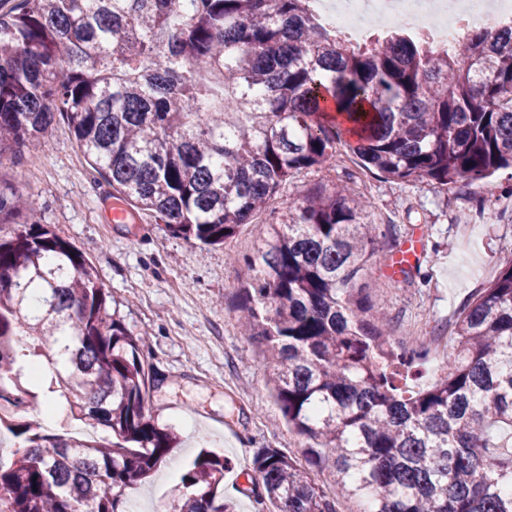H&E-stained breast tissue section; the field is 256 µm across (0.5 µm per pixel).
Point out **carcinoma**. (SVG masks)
<instances>
[{
  "label": "carcinoma",
  "mask_w": 512,
  "mask_h": 512,
  "mask_svg": "<svg viewBox=\"0 0 512 512\" xmlns=\"http://www.w3.org/2000/svg\"><path fill=\"white\" fill-rule=\"evenodd\" d=\"M0 9V162L45 148L60 117L95 170L167 231L203 246L233 237L294 176L336 163L427 178L450 192L512 168V28L448 52L396 25L353 42L312 0H13ZM348 182L316 183L268 223L244 259L238 319L264 345L302 460L253 457L256 500L337 512L312 472L361 512H512V261L464 306L448 373L410 397L399 384L429 352L398 351L386 311L357 281L380 227ZM0 512H125V491L166 461L176 435L148 416L147 334L110 311L91 263L0 183ZM39 294L40 305L29 306ZM47 359L48 391L109 434L47 433L23 377ZM224 457L203 450L173 512H236Z\"/></svg>",
  "instance_id": "1"
}]
</instances>
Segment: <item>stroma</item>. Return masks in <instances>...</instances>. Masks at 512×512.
<instances>
[{"instance_id":"stroma-1","label":"stroma","mask_w":512,"mask_h":512,"mask_svg":"<svg viewBox=\"0 0 512 512\" xmlns=\"http://www.w3.org/2000/svg\"><path fill=\"white\" fill-rule=\"evenodd\" d=\"M345 179L369 199L368 218L382 230L358 285L389 311L393 346L411 344L421 332L437 339L409 376L410 387L430 385L447 371L453 321L512 260V173L461 182L447 193L426 179L396 182L371 174L351 156L336 168L296 175L270 213L241 225L224 245L202 248L172 236L149 214L112 223L111 204L99 196L108 183L65 121H58L46 151H24L17 164L0 168V180L37 200L39 222L87 257L126 326L150 333L147 408L156 425L177 433L179 445L167 465L126 490L125 512H171L173 490L203 447L229 460L224 494L238 512H257L254 452L276 448L300 456L301 437L279 419L263 347L243 336L234 319L237 289L247 276L243 260L261 246L270 214H285L289 201L314 183ZM414 234L423 244L419 272L406 282L386 278L387 260Z\"/></svg>"}]
</instances>
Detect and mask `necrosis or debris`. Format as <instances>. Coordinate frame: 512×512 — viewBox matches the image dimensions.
<instances>
[{
  "label": "necrosis or debris",
  "mask_w": 512,
  "mask_h": 512,
  "mask_svg": "<svg viewBox=\"0 0 512 512\" xmlns=\"http://www.w3.org/2000/svg\"><path fill=\"white\" fill-rule=\"evenodd\" d=\"M314 8L327 26L356 41L394 21L442 49L455 48L488 22L512 23V0H314Z\"/></svg>",
  "instance_id": "1"
}]
</instances>
